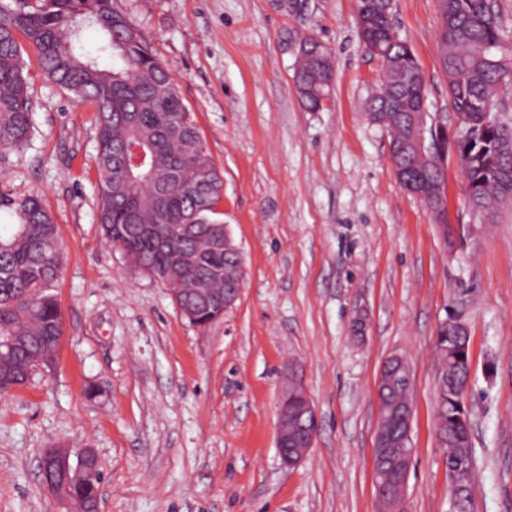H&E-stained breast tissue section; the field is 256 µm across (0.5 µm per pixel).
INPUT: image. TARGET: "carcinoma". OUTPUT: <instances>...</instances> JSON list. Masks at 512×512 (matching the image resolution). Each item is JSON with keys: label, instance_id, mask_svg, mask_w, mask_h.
I'll return each instance as SVG.
<instances>
[{"label": "carcinoma", "instance_id": "carcinoma-1", "mask_svg": "<svg viewBox=\"0 0 512 512\" xmlns=\"http://www.w3.org/2000/svg\"><path fill=\"white\" fill-rule=\"evenodd\" d=\"M370 0H358L359 33L367 52L377 49L383 67L379 91L368 110L390 132L391 151L410 135L406 115L397 104L425 83L411 48L390 35L382 13L370 12ZM439 52L454 112L467 117L456 143L469 203L485 222H493L512 202V121L485 122L497 113L502 87L512 78V42L505 35L490 0H439ZM100 35L96 51L83 45V33ZM35 51L36 64L55 85L78 103H91L97 114V209L106 243L123 252L127 264L150 277L164 268L173 288H211L224 293V277H244L235 256L224 253L204 235L171 236L169 224H222L218 204L224 182L206 153L200 131L185 107L178 87L156 56L150 41L130 22L117 0H0V165L11 152L33 139V103L24 56L17 35ZM305 60L295 85L309 111L330 96L333 59L319 42L305 37ZM112 57L111 68L100 59ZM398 177L418 175L440 182L428 160L399 158ZM16 218L0 224V336H15L17 346L0 354V382L17 376L25 381L56 357L62 335L61 310L51 293L63 266L59 227L31 194L14 198L0 192V212ZM138 224H156L165 252L181 257L170 265L152 241L135 233ZM435 397L436 439L445 449L452 482L462 494L458 512L470 507L473 455L471 424L460 392L470 376L469 339L454 331L438 339ZM390 385L384 422L390 435L403 432L393 405L409 397L403 372L388 373ZM68 496L85 512H94L99 479L87 476L68 485Z\"/></svg>", "mask_w": 512, "mask_h": 512}]
</instances>
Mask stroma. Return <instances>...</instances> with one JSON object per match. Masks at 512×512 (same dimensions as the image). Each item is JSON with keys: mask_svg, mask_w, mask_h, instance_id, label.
Here are the masks:
<instances>
[{"mask_svg": "<svg viewBox=\"0 0 512 512\" xmlns=\"http://www.w3.org/2000/svg\"><path fill=\"white\" fill-rule=\"evenodd\" d=\"M120 5L223 178L244 284L223 319L199 328L167 286L128 267L99 231L94 107L30 66L35 134L0 170V191L38 193L59 227L62 340L51 368L0 399V512H67L40 478L54 445L96 450L100 512H377L376 388L393 356L410 366L414 407L403 512H455L434 418L435 339L451 314L469 331L470 510L512 512V207L481 221L448 157V221L476 227L453 249L401 185L366 110L382 70L359 40L358 0ZM392 11L431 116L451 123L437 0H393ZM304 35L334 58L316 112L294 83ZM292 375L319 430L289 467L275 426Z\"/></svg>", "mask_w": 512, "mask_h": 512, "instance_id": "35a3bbf8", "label": "stroma"}]
</instances>
